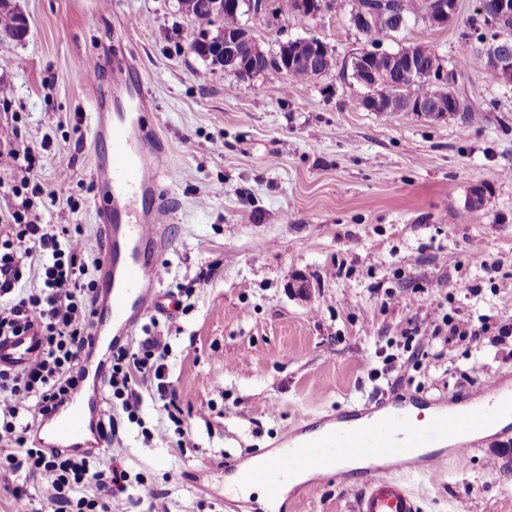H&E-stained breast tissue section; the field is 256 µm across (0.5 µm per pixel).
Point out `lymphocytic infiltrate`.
<instances>
[{
	"mask_svg": "<svg viewBox=\"0 0 512 512\" xmlns=\"http://www.w3.org/2000/svg\"><path fill=\"white\" fill-rule=\"evenodd\" d=\"M15 191V201L0 218V337L37 330L39 351L20 369L0 368V471L32 475L38 486L15 485V504L31 507L34 496L53 505L54 512H108V497L124 492L126 469L102 466L98 449L42 448L35 442L37 426L49 412L82 393L88 368L97 358L93 317L99 291L83 260L80 240L57 225L41 223L32 197ZM170 339L141 337L137 349L112 347L103 384L119 402L121 418L111 412L95 416L92 430L111 443L120 423H140L145 399L162 402L177 412L168 388L166 360Z\"/></svg>",
	"mask_w": 512,
	"mask_h": 512,
	"instance_id": "obj_1",
	"label": "lymphocytic infiltrate"
}]
</instances>
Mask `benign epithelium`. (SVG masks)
Segmentation results:
<instances>
[{"instance_id":"benign-epithelium-1","label":"benign epithelium","mask_w":512,"mask_h":512,"mask_svg":"<svg viewBox=\"0 0 512 512\" xmlns=\"http://www.w3.org/2000/svg\"><path fill=\"white\" fill-rule=\"evenodd\" d=\"M292 5L295 11L312 19H316L328 11L325 0H293ZM456 5V0H439L436 9L429 14L426 22L432 27L445 26L448 23V17L455 13ZM240 6L241 0H224V43L220 46V49L224 51L226 56L234 55L237 53L239 42L245 39L249 41L253 52L265 53V49L253 39L249 31L240 23ZM249 8L251 12L262 14L272 20L279 17L277 0H251ZM384 21V14L362 8L357 0L352 2L350 22L354 27L363 30L368 27L379 26ZM278 46H280V52L276 57V67L286 74L294 68L295 57L289 51L288 41L281 40ZM373 56H383L392 62L397 54L376 44L353 57L355 66L360 71L359 80L372 89L371 93L364 95L361 99V105L364 109L374 112L381 106L386 112H409L427 117L436 123L453 116V113L444 105L432 106L421 101L397 99L393 96L390 97L389 101H383V98L377 94V86L382 83L384 76L370 70L366 65V61ZM490 65L499 72L503 81L512 82L511 56L498 54L492 57ZM423 77L431 84L437 95H448V68L445 65L442 64L424 72Z\"/></svg>"}]
</instances>
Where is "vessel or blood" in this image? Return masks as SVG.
Here are the masks:
<instances>
[{"label":"vessel or blood","instance_id":"b4317fda","mask_svg":"<svg viewBox=\"0 0 512 512\" xmlns=\"http://www.w3.org/2000/svg\"><path fill=\"white\" fill-rule=\"evenodd\" d=\"M148 103L143 85H131L115 115L96 112L90 129L93 140L108 145L95 169L103 208L99 231L105 259L100 278L105 296L102 314L111 320L113 340L119 344L134 333L143 314L165 309V297L159 291L160 268L149 256L166 244V196L158 175L166 151L134 117L135 111ZM141 195L150 196L152 204L133 213L130 204ZM38 342L32 332L0 337V366H26L36 356ZM465 403L463 410H441L430 420L435 429L455 435L450 449L427 451L426 437L414 427L409 412L392 409L384 402L368 415L351 410L342 426L291 436L284 448L260 456L249 476L276 502L294 474L308 471L318 479L347 483L353 473L344 469L343 463L357 460L366 463L367 469L361 474L362 485L352 512H418L409 476L437 479L446 473L449 462H466L475 452L468 435L483 424L487 411L512 418V388L499 381L469 394ZM99 405L98 397H81L57 409L37 429L42 446L91 445L90 419Z\"/></svg>","mask_w":512,"mask_h":512}]
</instances>
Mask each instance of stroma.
<instances>
[{"instance_id": "35a3bbf8", "label": "stroma", "mask_w": 512, "mask_h": 512, "mask_svg": "<svg viewBox=\"0 0 512 512\" xmlns=\"http://www.w3.org/2000/svg\"><path fill=\"white\" fill-rule=\"evenodd\" d=\"M13 3L28 34L0 42L11 90L0 98V205L32 150L43 223L64 222L86 262L101 257L94 169L105 147L88 128L119 71L148 91L143 121L178 173L162 185L170 245L157 258L177 311L143 323L180 331L167 377L184 436L144 440L142 428L169 423L149 404L142 426L113 442L117 464L153 481L167 512H351L358 488L335 479L298 486L276 508L255 492L226 506L224 462L250 466L253 452L339 409L416 393L450 402L512 375V348L432 334L446 313L512 323L504 289L466 259L476 244L512 273V83L485 77L468 34L478 0H457L446 26L412 19L381 40L429 47L456 70L471 110L439 123L360 106L362 88L340 73L364 44L349 0L315 20L241 16L264 49L328 45L335 69L292 84L208 70L187 50L196 23L178 0ZM476 188L484 203L466 211ZM297 278L307 295L293 293ZM409 324L415 357L400 336ZM411 487L419 512H512V440L483 436L465 467Z\"/></svg>"}]
</instances>
